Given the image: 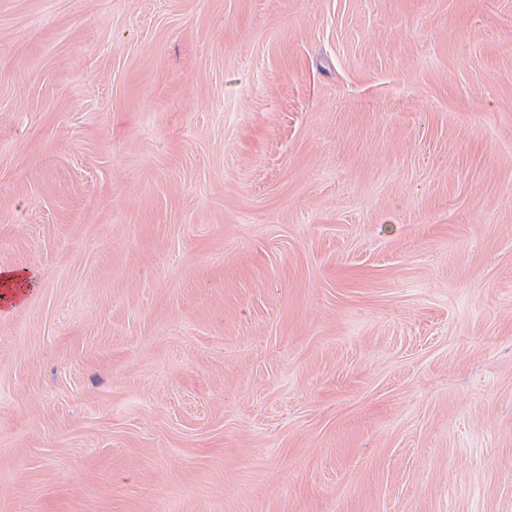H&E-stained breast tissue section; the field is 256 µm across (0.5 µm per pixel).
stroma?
Masks as SVG:
<instances>
[{"label": "stroma", "instance_id": "stroma-1", "mask_svg": "<svg viewBox=\"0 0 512 512\" xmlns=\"http://www.w3.org/2000/svg\"><path fill=\"white\" fill-rule=\"evenodd\" d=\"M0 512H512V0H0ZM38 282V276L35 271L23 269L19 271L11 268L0 269V285L2 288H33Z\"/></svg>", "mask_w": 512, "mask_h": 512}]
</instances>
